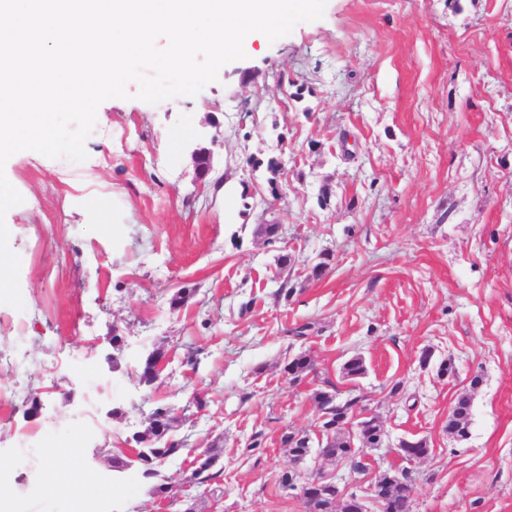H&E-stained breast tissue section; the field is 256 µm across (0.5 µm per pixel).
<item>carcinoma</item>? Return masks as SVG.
<instances>
[{
  "label": "carcinoma",
  "mask_w": 512,
  "mask_h": 512,
  "mask_svg": "<svg viewBox=\"0 0 512 512\" xmlns=\"http://www.w3.org/2000/svg\"><path fill=\"white\" fill-rule=\"evenodd\" d=\"M161 358L158 351L151 352L141 364L140 380L147 385L156 378L157 365ZM315 370L314 360L306 353L295 355L285 365L284 373L288 383L294 384ZM343 377L356 380L366 374V366L362 358L356 356L347 360L342 366ZM312 400L317 407L327 413V419L317 425L318 455L322 458L338 462H346L353 472H365L366 465L360 461L362 447L377 448L384 437L383 426L378 417L353 422L354 410L361 404V398L352 397L344 401L336 398V394L326 389H316ZM172 410L157 407L152 411L145 429L134 436L137 449V460L132 461L125 455L116 454L112 457V467L120 470L135 468L146 479L159 476L155 463L165 457L181 452V444L168 437L173 430L174 418L170 417ZM471 423V396L461 394L448 417V434L456 439H465L469 434ZM281 447L296 463L306 460L311 455L312 440L306 433L286 431L280 438ZM430 446L426 439H413L407 448L398 449V454L406 459H421L429 455ZM217 460L214 449H208V456L192 470L191 481L204 484L216 477L212 472L213 463ZM371 484L374 491L371 496L381 505L382 512H411L415 486L409 477L402 473L400 478L393 477V472H379ZM356 494L351 492L345 499H336L333 487L320 485L312 490L305 500L308 512H359Z\"/></svg>",
  "instance_id": "cac0c4a2"
}]
</instances>
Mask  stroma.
<instances>
[{
  "instance_id": "35a3bbf8",
  "label": "stroma",
  "mask_w": 512,
  "mask_h": 512,
  "mask_svg": "<svg viewBox=\"0 0 512 512\" xmlns=\"http://www.w3.org/2000/svg\"><path fill=\"white\" fill-rule=\"evenodd\" d=\"M244 51L194 96L151 105L128 83L99 105L84 161H7L23 202L0 219L24 307L0 304V488L40 481L23 512H68L44 482L59 451L106 488L87 512H306L298 488L316 469L361 495L344 464L280 446L284 430L314 431L311 394L330 384L379 416L386 445L366 459L411 475L412 512H512V0H327L321 19L273 43L251 33ZM157 349L167 365L148 387L139 366ZM302 351L316 371L288 383ZM355 355L367 373L350 382ZM466 391L458 440L446 426ZM160 405L185 447L157 464L168 498L110 463ZM413 436L431 451L409 461L395 448ZM192 448L219 455L209 484L188 481ZM471 423V396L464 392L461 394L448 417V434L456 439H466Z\"/></svg>"
}]
</instances>
